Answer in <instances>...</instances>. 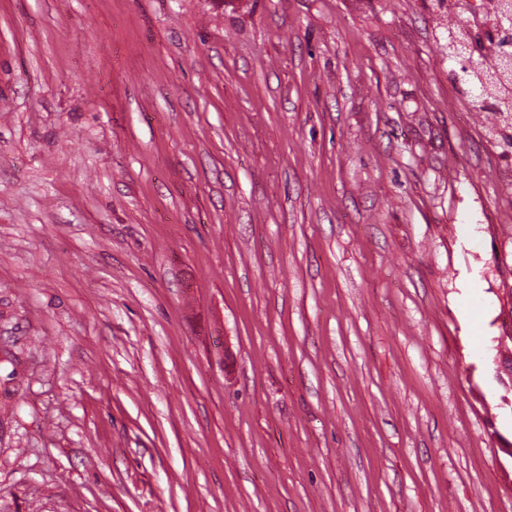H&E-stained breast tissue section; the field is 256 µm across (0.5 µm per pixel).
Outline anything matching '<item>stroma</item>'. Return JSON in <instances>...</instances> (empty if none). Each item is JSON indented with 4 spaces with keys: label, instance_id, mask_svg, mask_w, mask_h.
<instances>
[{
    "label": "stroma",
    "instance_id": "1",
    "mask_svg": "<svg viewBox=\"0 0 512 512\" xmlns=\"http://www.w3.org/2000/svg\"><path fill=\"white\" fill-rule=\"evenodd\" d=\"M468 20L0 0V512H512Z\"/></svg>",
    "mask_w": 512,
    "mask_h": 512
}]
</instances>
